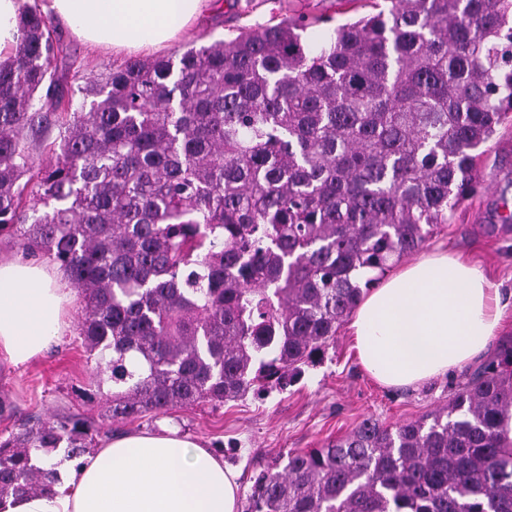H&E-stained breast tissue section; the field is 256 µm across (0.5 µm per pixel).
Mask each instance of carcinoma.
Returning a JSON list of instances; mask_svg holds the SVG:
<instances>
[{
	"label": "carcinoma",
	"instance_id": "cac0c4a2",
	"mask_svg": "<svg viewBox=\"0 0 512 512\" xmlns=\"http://www.w3.org/2000/svg\"><path fill=\"white\" fill-rule=\"evenodd\" d=\"M241 26L84 85L49 19L21 16L0 69V235L67 271L111 422L285 389L389 261L474 191L512 113V0H390L328 30ZM58 128L49 162L35 166ZM512 339L448 403L366 418L253 477L245 512H512ZM97 424L0 437V497L58 482L49 454Z\"/></svg>",
	"mask_w": 512,
	"mask_h": 512
}]
</instances>
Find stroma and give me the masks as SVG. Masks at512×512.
I'll list each match as a JSON object with an SVG mask.
<instances>
[{
  "label": "stroma",
  "mask_w": 512,
  "mask_h": 512,
  "mask_svg": "<svg viewBox=\"0 0 512 512\" xmlns=\"http://www.w3.org/2000/svg\"><path fill=\"white\" fill-rule=\"evenodd\" d=\"M330 16L346 21L337 0H230L223 12L207 17L174 42L171 52L211 44L235 36L238 24L263 25L270 18ZM57 36L77 67L68 74L77 85L129 61L125 52L90 48L65 28ZM477 192L442 225L433 244L445 243L480 265L503 290L512 291V232L487 235L488 224L512 214V125L503 124L486 144ZM468 371L437 379L415 389L392 390L363 373L348 327H341L316 365L305 367L299 382L221 405L177 409L158 417L126 422L129 430H155L173 424L223 456L226 466L241 473V490L275 457L288 451L320 447L350 433L371 417L387 426L419 419L447 403L464 384ZM95 362L85 352L79 328H72L50 351L20 367L0 368V434L8 435L21 420L47 414L100 418Z\"/></svg>",
  "instance_id": "1"
}]
</instances>
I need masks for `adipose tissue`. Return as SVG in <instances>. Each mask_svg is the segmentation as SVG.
Listing matches in <instances>:
<instances>
[{"label": "adipose tissue", "mask_w": 512, "mask_h": 512, "mask_svg": "<svg viewBox=\"0 0 512 512\" xmlns=\"http://www.w3.org/2000/svg\"><path fill=\"white\" fill-rule=\"evenodd\" d=\"M30 0H0V67L10 66ZM209 0H40V8L96 49L153 52L203 15ZM75 293L45 261L0 257V361L36 360L69 327ZM508 307L498 285L466 257L437 248L398 264L364 296L350 324L362 368L401 388L453 378L480 356ZM43 495H10L0 512H239L237 473L167 425L107 435L80 470L58 464Z\"/></svg>", "instance_id": "obj_1"}]
</instances>
